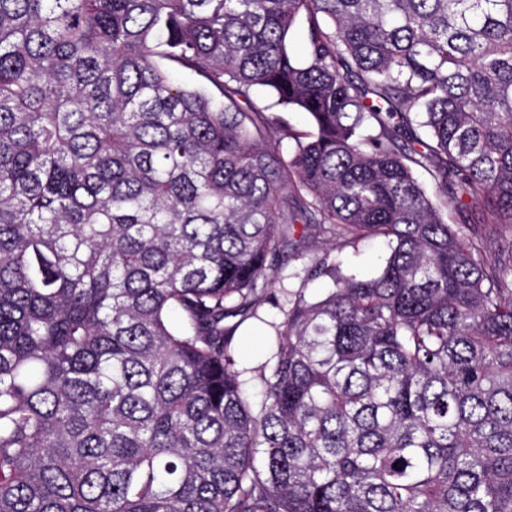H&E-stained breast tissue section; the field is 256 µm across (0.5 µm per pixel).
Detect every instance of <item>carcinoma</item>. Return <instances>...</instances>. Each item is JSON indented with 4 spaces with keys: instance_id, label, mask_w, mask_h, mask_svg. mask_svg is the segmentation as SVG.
<instances>
[{
    "instance_id": "1",
    "label": "carcinoma",
    "mask_w": 512,
    "mask_h": 512,
    "mask_svg": "<svg viewBox=\"0 0 512 512\" xmlns=\"http://www.w3.org/2000/svg\"><path fill=\"white\" fill-rule=\"evenodd\" d=\"M472 206L512 230V0H0V512H512ZM390 253L387 242L382 238H366L355 250L347 249L340 254L344 269L352 270L361 276L375 275L384 265ZM237 336L239 355L245 364L254 366L264 361L269 349V339L265 332L253 328L250 334L242 336L239 331Z\"/></svg>"
}]
</instances>
